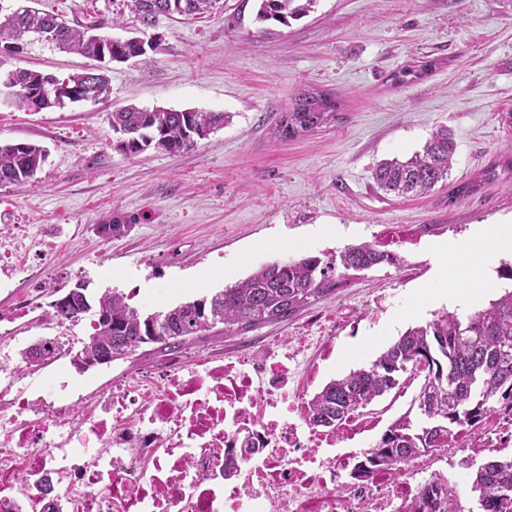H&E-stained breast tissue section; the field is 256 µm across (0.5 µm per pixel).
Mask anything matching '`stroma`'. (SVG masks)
<instances>
[{"label": "stroma", "mask_w": 512, "mask_h": 512, "mask_svg": "<svg viewBox=\"0 0 512 512\" xmlns=\"http://www.w3.org/2000/svg\"><path fill=\"white\" fill-rule=\"evenodd\" d=\"M202 18H160L147 34L153 51L113 65L95 102L30 112L0 102V142L31 141L48 159L36 187L0 186V225L19 255L0 269V311L35 297L37 318L9 326L0 345L12 363L38 338H53L48 311L62 290L87 281L91 296L117 288L133 305L159 310L211 295L259 266L350 244H387L401 261L352 273L333 294L287 322L186 341L184 362L225 363L264 355L294 337L335 339L332 356L316 348L297 365L318 364L309 392L366 367L409 327L434 312L461 315L463 300L437 298L434 245L467 239L475 227L512 221V173L481 192L453 198L456 186L512 154V0H317L307 17L261 33L256 0H223ZM69 22L99 11L107 32L138 26L120 0H42ZM120 25H112V17ZM433 60L424 79L393 84L391 74ZM88 58L36 42L0 53V71L33 69L66 75ZM304 88L335 95L342 118L294 141L274 132ZM142 108L226 112L230 119L179 155L117 150L108 116ZM457 143L449 178L421 197L380 190L374 167L421 150L438 127ZM119 219L127 230L102 236L99 223ZM336 227L334 237L316 235ZM56 287L35 289V277ZM169 358L145 344L127 358L81 371L70 357L30 366L31 377L58 375L71 399L87 400L108 381L159 370Z\"/></svg>", "instance_id": "stroma-1"}]
</instances>
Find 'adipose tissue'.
Wrapping results in <instances>:
<instances>
[{
    "mask_svg": "<svg viewBox=\"0 0 512 512\" xmlns=\"http://www.w3.org/2000/svg\"><path fill=\"white\" fill-rule=\"evenodd\" d=\"M512 241L511 224L486 225L475 231L473 237L462 244L450 242L437 245L433 263L438 271H446L449 259H456L467 282L468 302H478L487 286L484 279L477 276L478 268L487 266L493 261L502 242Z\"/></svg>",
    "mask_w": 512,
    "mask_h": 512,
    "instance_id": "ef3b65f1",
    "label": "adipose tissue"
}]
</instances>
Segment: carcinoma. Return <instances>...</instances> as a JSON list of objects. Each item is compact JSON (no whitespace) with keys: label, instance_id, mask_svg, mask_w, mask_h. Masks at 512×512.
<instances>
[{"label":"carcinoma","instance_id":"1","mask_svg":"<svg viewBox=\"0 0 512 512\" xmlns=\"http://www.w3.org/2000/svg\"><path fill=\"white\" fill-rule=\"evenodd\" d=\"M11 12L0 21V44H28L37 33L56 48L91 57L101 63H124L141 56L137 44L128 41L112 45V59L97 54L95 31L104 21L89 20L72 25L61 14L33 7L38 0ZM138 21L150 27L159 17L184 18L211 14L220 0H130ZM255 19L266 25H289L306 16L317 0H257ZM436 66L423 61L400 69L391 80L407 84L426 77ZM15 82L16 104L28 107L41 88L43 72L18 69L8 73ZM59 83L102 94L107 78L103 69L71 74ZM336 98L303 90L292 110L276 123L283 140L303 137L336 122ZM226 114L195 110L143 109L125 106L109 117L118 135L117 148L138 155L151 148L176 156L212 130L224 125ZM147 132L153 140H131L127 134ZM456 144L446 129L433 133L422 151L409 159L380 163L373 180L381 190L402 197L426 194L448 178ZM46 160L39 144L17 141L0 144V186L26 185ZM498 179L491 166L457 189L458 196L475 194ZM397 255L373 242L348 245L334 253L298 255L265 264L212 296H202L173 307L146 313L130 303L123 292L112 288L92 299L88 285L75 287V298L95 316L93 333L82 342L72 358L79 370L85 361L112 348V360L125 358L143 344L155 343L166 349L180 348L191 336H204L217 325L224 333L248 332L264 325L286 322L316 300L332 294L346 283L351 271L395 265ZM55 342L41 340L21 353L25 363L47 359ZM421 378L409 409L393 420L360 452L351 477L369 478L379 472L400 476L408 464L437 448L456 443L469 428L492 416L498 409L512 406V291L489 302V306L466 317L454 312H438L423 325L408 328L392 341L368 367L349 371L328 382L309 397L308 421L317 427L337 429L342 423L400 386L402 374ZM444 474H436L420 486L412 512H464L459 494L449 489ZM471 492L480 512H512V457H494L477 467L471 476Z\"/></svg>","mask_w":512,"mask_h":512}]
</instances>
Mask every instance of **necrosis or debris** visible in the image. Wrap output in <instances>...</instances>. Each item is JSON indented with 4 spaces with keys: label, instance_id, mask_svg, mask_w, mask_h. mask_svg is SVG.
Masks as SVG:
<instances>
[{
    "label": "necrosis or debris",
    "instance_id": "obj_1",
    "mask_svg": "<svg viewBox=\"0 0 512 512\" xmlns=\"http://www.w3.org/2000/svg\"><path fill=\"white\" fill-rule=\"evenodd\" d=\"M287 365H167L165 388L110 387L86 405L54 384L32 395L0 365V512H410L419 484L465 454L512 448V408L463 443L414 460L399 479L354 481L352 446L377 420L336 431L307 421ZM347 452L333 454L336 445Z\"/></svg>",
    "mask_w": 512,
    "mask_h": 512
}]
</instances>
